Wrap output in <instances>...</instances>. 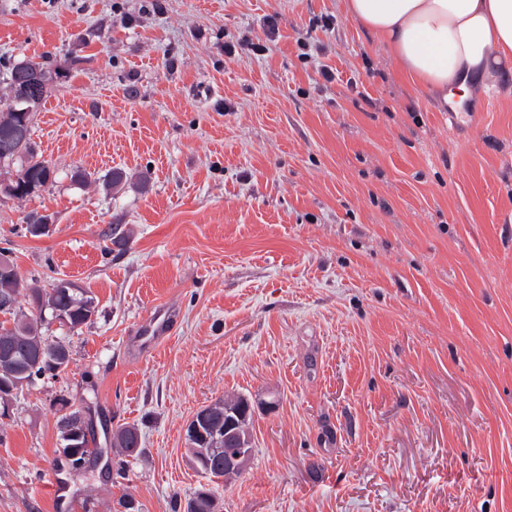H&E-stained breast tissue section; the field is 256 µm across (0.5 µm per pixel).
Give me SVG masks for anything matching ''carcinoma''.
Listing matches in <instances>:
<instances>
[{
	"label": "carcinoma",
	"instance_id": "obj_1",
	"mask_svg": "<svg viewBox=\"0 0 512 512\" xmlns=\"http://www.w3.org/2000/svg\"><path fill=\"white\" fill-rule=\"evenodd\" d=\"M56 78L57 73L31 60L15 63L6 76L9 96L0 102V158L5 166L21 161L17 179L11 181L15 185L13 198L27 197L46 185L50 163L29 150L31 127L27 122L44 100L47 86ZM4 297L9 298L10 305L0 308V314L10 316L12 326L0 323V403L3 404L12 402L23 392L21 388L11 391L16 383L24 381L30 387L46 375L55 376L57 368H68L70 342L65 336H46L44 326L63 313L68 329L73 331L90 323L98 313L95 298L68 280L59 279L48 290L25 284L11 260L7 266L0 267V299ZM23 298L29 305L27 309L21 305ZM242 402L241 396H227L196 413L192 423L198 424L205 436L186 433L187 451L193 462L203 465L224 460V424L229 418L238 420L243 415ZM83 410L85 407L81 405L60 415L57 421L62 458L68 466L78 460L86 463L88 458L102 452L92 431L68 438ZM106 445L107 452L113 451L120 457V466L126 458L139 460L145 455L140 431L134 425L124 424L108 433ZM212 499L211 490L202 486L189 496L183 508L176 507L173 512H211Z\"/></svg>",
	"mask_w": 512,
	"mask_h": 512
}]
</instances>
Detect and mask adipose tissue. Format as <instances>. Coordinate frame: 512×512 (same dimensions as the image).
I'll use <instances>...</instances> for the list:
<instances>
[{"label": "adipose tissue", "instance_id": "ef3b65f1", "mask_svg": "<svg viewBox=\"0 0 512 512\" xmlns=\"http://www.w3.org/2000/svg\"><path fill=\"white\" fill-rule=\"evenodd\" d=\"M346 11L391 48L398 69L443 100L512 62V0H346Z\"/></svg>", "mask_w": 512, "mask_h": 512}]
</instances>
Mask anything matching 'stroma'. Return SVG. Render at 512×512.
<instances>
[{
  "instance_id": "obj_1",
  "label": "stroma",
  "mask_w": 512,
  "mask_h": 512,
  "mask_svg": "<svg viewBox=\"0 0 512 512\" xmlns=\"http://www.w3.org/2000/svg\"><path fill=\"white\" fill-rule=\"evenodd\" d=\"M21 60L57 74L31 131L54 174L0 193V248L98 314L49 325L66 375L0 418V512H171L202 486L221 512H512L511 69L449 126L344 0H0V74ZM233 394L254 452L213 480L185 428ZM62 398L145 457L60 479Z\"/></svg>"
}]
</instances>
